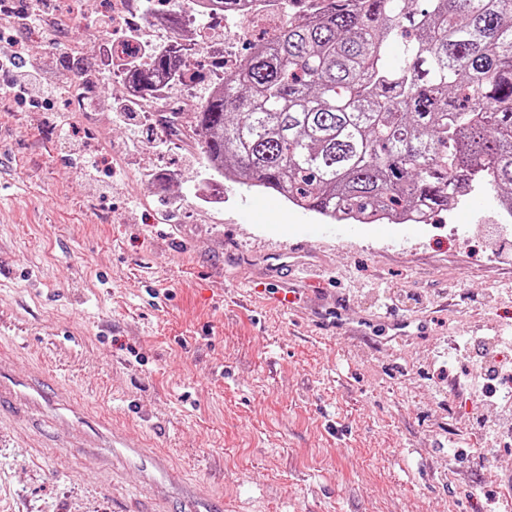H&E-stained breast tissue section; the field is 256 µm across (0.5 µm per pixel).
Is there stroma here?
I'll return each instance as SVG.
<instances>
[{
  "mask_svg": "<svg viewBox=\"0 0 512 512\" xmlns=\"http://www.w3.org/2000/svg\"><path fill=\"white\" fill-rule=\"evenodd\" d=\"M79 21L22 35L25 64L64 91L0 101V367L45 369L79 404L168 453L232 512H490L512 488V403L481 367L512 337V223L476 189L427 224L332 222L214 175L189 129L118 109L101 61L109 0H49ZM283 23L197 38L238 59ZM89 81V111L69 86ZM294 253L313 280L286 283ZM291 286L286 302L275 297ZM467 348L452 354L454 344ZM0 420V512H147L70 422Z\"/></svg>",
  "mask_w": 512,
  "mask_h": 512,
  "instance_id": "stroma-1",
  "label": "stroma"
}]
</instances>
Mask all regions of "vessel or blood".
Segmentation results:
<instances>
[{
  "label": "vessel or blood",
  "mask_w": 512,
  "mask_h": 512,
  "mask_svg": "<svg viewBox=\"0 0 512 512\" xmlns=\"http://www.w3.org/2000/svg\"><path fill=\"white\" fill-rule=\"evenodd\" d=\"M0 408L15 414L37 410L75 421L77 427L67 434V444L104 449L102 465L120 460L125 468L138 472L141 483L148 489H162L176 495L181 512H217L219 508V501L212 493L175 472L167 454L151 447L131 430L94 420L86 407L75 404L69 392L52 384L43 371L32 370L16 376L0 368Z\"/></svg>",
  "instance_id": "obj_1"
}]
</instances>
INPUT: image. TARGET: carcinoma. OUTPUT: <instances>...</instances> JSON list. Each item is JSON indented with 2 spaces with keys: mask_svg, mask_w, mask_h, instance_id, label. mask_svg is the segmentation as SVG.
<instances>
[{
  "mask_svg": "<svg viewBox=\"0 0 512 512\" xmlns=\"http://www.w3.org/2000/svg\"><path fill=\"white\" fill-rule=\"evenodd\" d=\"M193 113L208 167L336 221L438 209L485 185L512 209V0H287ZM405 38L403 63L386 62ZM183 66L143 56L145 88Z\"/></svg>",
  "mask_w": 512,
  "mask_h": 512,
  "instance_id": "1",
  "label": "carcinoma"
}]
</instances>
